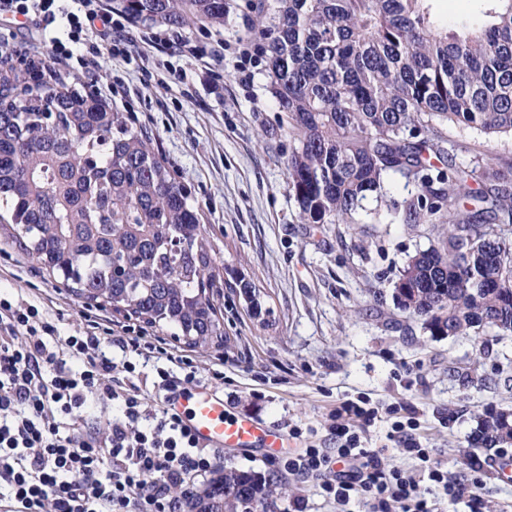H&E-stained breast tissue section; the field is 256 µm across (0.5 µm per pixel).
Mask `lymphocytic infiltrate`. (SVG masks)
<instances>
[{
	"instance_id": "1",
	"label": "lymphocytic infiltrate",
	"mask_w": 512,
	"mask_h": 512,
	"mask_svg": "<svg viewBox=\"0 0 512 512\" xmlns=\"http://www.w3.org/2000/svg\"><path fill=\"white\" fill-rule=\"evenodd\" d=\"M141 41L189 59L224 58L219 41L200 47L179 29H134L106 0H0V46L22 45L26 57L47 54L91 77L99 95L117 96L121 86L120 78L101 72L100 58L129 57ZM115 347L123 360L113 358ZM139 356L163 362L151 405L124 381ZM174 366L195 380L193 359L174 354L160 337L116 336L94 320L65 337L36 305L0 297V512H187L217 456L167 403L177 389ZM104 398L118 401L120 414L102 431L89 415ZM335 417L329 431L339 443L336 454L309 447L282 467L315 480L337 512H351L356 503L366 512H436L418 491L424 478L449 503L463 500L470 512H486L480 491L487 463L479 455L469 457V477L459 480L420 446L414 422L398 420L393 431L401 453L419 463L417 471L405 470L387 463L384 449L366 447L373 411L348 402Z\"/></svg>"
}]
</instances>
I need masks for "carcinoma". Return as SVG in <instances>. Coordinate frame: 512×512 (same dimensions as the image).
I'll use <instances>...</instances> for the list:
<instances>
[{
	"instance_id": "carcinoma-1",
	"label": "carcinoma",
	"mask_w": 512,
	"mask_h": 512,
	"mask_svg": "<svg viewBox=\"0 0 512 512\" xmlns=\"http://www.w3.org/2000/svg\"><path fill=\"white\" fill-rule=\"evenodd\" d=\"M435 0H267L269 88L297 146L288 190L304 224H357L385 182L418 188L413 220L448 213L447 236L412 256L397 307L432 336L512 334V195L477 159L441 168L460 148L448 126L512 136V0H481L478 29L443 32ZM136 22L224 24V0H112ZM479 189H474L473 185ZM0 229L91 307L224 345L218 253L188 190L126 112L58 81L39 85L0 59ZM228 271V270H226ZM254 315L259 289L230 270ZM512 438V415L478 417L473 448ZM278 481L221 467L191 512H264Z\"/></svg>"
}]
</instances>
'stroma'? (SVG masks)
Listing matches in <instances>:
<instances>
[{
  "mask_svg": "<svg viewBox=\"0 0 512 512\" xmlns=\"http://www.w3.org/2000/svg\"><path fill=\"white\" fill-rule=\"evenodd\" d=\"M223 27L192 29L206 44L254 40L259 0H227ZM176 53L139 43L132 60L107 58L124 80L134 126L152 138L177 182L190 190L226 267L260 290L269 320L255 317L238 294L225 292L224 346L190 353L197 383L224 396L229 413L271 429H299L293 450L332 449L330 416L364 397L377 409L370 445L390 447L393 408L413 406L417 434L434 459L465 474L469 438L479 415L512 409V335L432 336L393 298L410 256L439 244L444 228L406 220L402 204L417 188L392 178L376 224H304L288 191L286 161L295 147L285 114L266 88L264 61L239 82L231 59L188 64L184 85L168 82ZM460 144L451 163L492 157L512 186V137L449 128ZM0 292L23 298L58 319L63 333L81 329L88 306L0 236ZM223 364V381L210 374Z\"/></svg>",
  "mask_w": 512,
  "mask_h": 512,
  "instance_id": "stroma-1",
  "label": "stroma"
}]
</instances>
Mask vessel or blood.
<instances>
[{"mask_svg": "<svg viewBox=\"0 0 512 512\" xmlns=\"http://www.w3.org/2000/svg\"><path fill=\"white\" fill-rule=\"evenodd\" d=\"M171 405L186 420L200 443L214 448H261L268 458L279 457L286 437L261 422L228 415L217 391L206 386L175 396Z\"/></svg>", "mask_w": 512, "mask_h": 512, "instance_id": "1", "label": "vessel or blood"}]
</instances>
